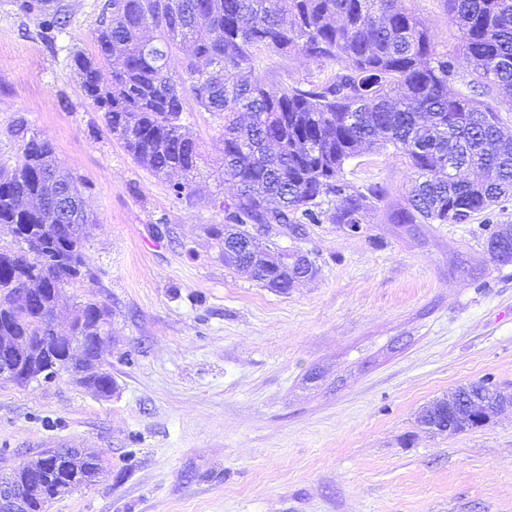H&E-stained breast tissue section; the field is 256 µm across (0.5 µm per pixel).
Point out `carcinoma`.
Listing matches in <instances>:
<instances>
[{"mask_svg":"<svg viewBox=\"0 0 512 512\" xmlns=\"http://www.w3.org/2000/svg\"><path fill=\"white\" fill-rule=\"evenodd\" d=\"M445 3L470 64L466 77L402 0H110L92 49L70 55L71 68L137 164L158 178L182 174L177 196L196 193L201 159L187 112L210 115L223 137L224 179L237 194L230 203L213 200L224 223L206 232L224 264L285 293L315 276V262L283 265L265 245L244 253L235 249L239 235L249 224L364 223L386 190H362L343 170L369 148L393 147L414 172L404 204L392 213L397 224H467L512 199V128L499 115L512 103V0ZM17 4L48 32L65 31L67 7ZM184 48L181 71L173 74L168 61ZM294 54L324 76L282 87L258 73L270 57ZM458 80L467 92H450ZM8 131L20 153L0 162V224L16 225L17 235L14 244L0 245V336H29L37 344L15 379L27 385L49 362L61 369L69 361V341L52 326L56 288L95 281L84 244L52 220L57 188L77 204L74 223L91 217L51 142L23 116ZM33 236L43 248L31 256L24 244ZM484 246L494 263H512V224L489 225ZM70 299L83 310L72 335L86 337L85 364L93 369L103 362L111 309L93 292ZM92 380L99 395L112 394L108 368ZM491 386L487 379L459 386L424 406L417 421L450 435L484 427L512 406V393ZM77 464L82 486L103 471L92 448ZM69 494L46 475L29 512H45Z\"/></svg>","mask_w":512,"mask_h":512,"instance_id":"1","label":"carcinoma"}]
</instances>
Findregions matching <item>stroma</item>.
Segmentation results:
<instances>
[{
  "mask_svg": "<svg viewBox=\"0 0 512 512\" xmlns=\"http://www.w3.org/2000/svg\"><path fill=\"white\" fill-rule=\"evenodd\" d=\"M62 2L70 25L51 44L0 0V158L17 154L7 129L22 114L85 186L115 389L0 381V460L59 440L101 451L105 475L48 512H512V412L456 435L416 422L461 384L512 389V264L491 262L483 233L512 224V199L466 224L406 230L391 212L413 177L407 159L365 153L344 176L386 200L356 233L283 231L279 244L307 251L318 273L285 294L263 288L205 233L224 221L205 193H236L210 116L191 118L199 194L177 197L107 132L68 65L91 50L103 0ZM405 5L467 74L444 0Z\"/></svg>",
  "mask_w": 512,
  "mask_h": 512,
  "instance_id": "35a3bbf8",
  "label": "stroma"
}]
</instances>
